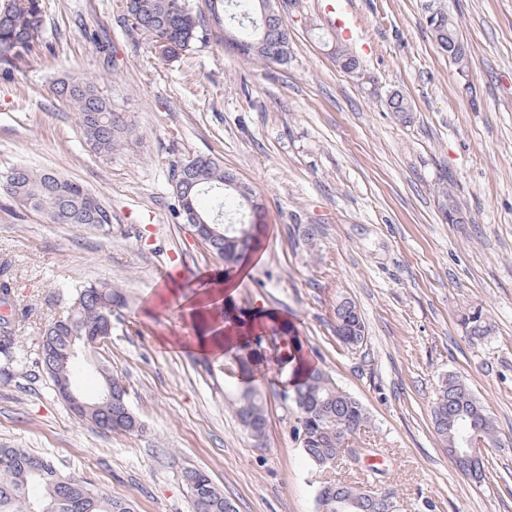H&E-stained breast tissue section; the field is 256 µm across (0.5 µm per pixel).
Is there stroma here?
<instances>
[{
  "instance_id": "35a3bbf8",
  "label": "stroma",
  "mask_w": 512,
  "mask_h": 512,
  "mask_svg": "<svg viewBox=\"0 0 512 512\" xmlns=\"http://www.w3.org/2000/svg\"><path fill=\"white\" fill-rule=\"evenodd\" d=\"M422 0H357L360 39L341 42L317 0H285L288 66L225 49L211 31L174 60L120 20L119 0H40L45 50L23 72L0 70V172L52 169L112 209L111 232L55 224L0 191V280L12 287L14 359L0 355V446L42 455L135 512H193L183 480L206 471L238 512H315L320 475L293 435L283 399L290 369L263 342L248 368L201 352L185 312L204 290H227L238 314L288 321L304 357L365 407L351 439L358 460L337 481L393 490L403 512H512V0H447L471 51L468 76L437 49ZM344 43L360 74L333 57ZM371 51H364V44ZM114 60L106 67L102 45ZM96 81L133 137L101 157L83 146L77 113L51 84ZM410 101V123L387 111ZM223 161L264 210L263 244L242 275L177 222L174 162ZM444 183L466 221L442 218ZM319 234L307 245L301 226ZM100 282L112 310L108 358L145 427L102 433L78 420L38 363L42 328L69 306L68 288ZM352 298L365 342L336 338L334 309ZM481 311L486 336L461 319ZM460 376L494 418L483 481L462 476L432 428L439 378ZM261 396L264 442L234 408Z\"/></svg>"
}]
</instances>
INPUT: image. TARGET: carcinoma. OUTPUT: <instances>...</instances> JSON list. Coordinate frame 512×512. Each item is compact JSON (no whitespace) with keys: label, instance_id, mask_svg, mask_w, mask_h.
Here are the masks:
<instances>
[{"label":"carcinoma","instance_id":"obj_1","mask_svg":"<svg viewBox=\"0 0 512 512\" xmlns=\"http://www.w3.org/2000/svg\"><path fill=\"white\" fill-rule=\"evenodd\" d=\"M238 27L224 26L229 34L245 42L261 33L260 0H233ZM122 20L141 32L155 52L164 58L177 57L191 49L205 28V20L191 0H121ZM434 8L443 16L448 60L464 75L469 71L470 51L456 23L448 15L446 0H434ZM44 16L39 0H0V64L19 71L42 46ZM336 62L345 71L359 68L358 59L342 47H336ZM56 95L71 105L79 116L85 144L96 155L107 157L127 138L124 122L112 109L110 100L94 81L72 77L54 87ZM387 108L401 122L411 120V105L399 91L390 97ZM194 177L200 183L193 189L191 203L207 223L224 215L231 205L233 192L224 189V164L213 157L194 158ZM0 189L23 208L48 216L55 224H100L112 229V209L80 183L53 170L26 167L0 173ZM438 196L453 212V224L464 223V216L447 188H438ZM224 236L209 244L212 253L224 259V274L234 271L250 252L256 249L262 225L239 220L220 224ZM123 301L121 292L109 284L88 283L70 291V305L65 315L47 323L39 347L54 345L65 348L71 336H93L103 331L112 319V307ZM336 319L341 324L338 339L351 350L362 346L365 323L356 304L343 299L336 306ZM224 323L234 326L245 337V346H260L265 338L280 340L287 350L294 345L286 325L277 324L273 315L254 327L238 316L224 315ZM464 325L469 335L480 337L488 326L481 314L467 316ZM16 331L5 322L0 325V354L15 355ZM105 375L102 384L112 383V414L99 411L82 415V420L103 432L119 430L134 434L140 424L127 414L128 391L122 379L112 373L110 361L100 357ZM53 384L71 377L74 365L58 359L52 365L41 363ZM301 380L290 396L297 418L306 425L301 448L311 466L319 471L336 467V460L348 451L346 441L368 422L363 405L340 388L321 368L299 370ZM237 415L243 428L255 439L264 437L266 411L261 397L243 395ZM481 425L480 437L486 445L497 442L495 422L484 403L460 377L450 374L439 380L432 407L434 430L448 446L459 444L471 433V422ZM193 502V512H237L235 505L218 489L210 476L198 469L183 474ZM316 512H349L347 503L358 501L357 512H389L387 499L361 486L323 482L316 490ZM0 512H134L130 501L114 499L98 491L86 480L76 479L58 470L51 461L25 448L0 447Z\"/></svg>","mask_w":512,"mask_h":512}]
</instances>
